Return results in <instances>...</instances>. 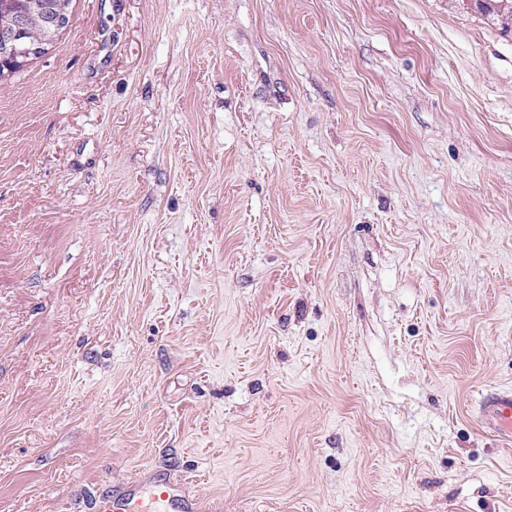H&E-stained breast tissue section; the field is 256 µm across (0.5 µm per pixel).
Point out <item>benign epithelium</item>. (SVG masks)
<instances>
[{
	"label": "benign epithelium",
	"instance_id": "1",
	"mask_svg": "<svg viewBox=\"0 0 512 512\" xmlns=\"http://www.w3.org/2000/svg\"><path fill=\"white\" fill-rule=\"evenodd\" d=\"M501 27L512 31V0H472ZM64 2L48 9L41 0H26L21 12L0 13V85L31 57L43 53L65 27Z\"/></svg>",
	"mask_w": 512,
	"mask_h": 512
}]
</instances>
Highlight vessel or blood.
Wrapping results in <instances>:
<instances>
[{
    "instance_id": "b4317fda",
    "label": "vessel or blood",
    "mask_w": 512,
    "mask_h": 512,
    "mask_svg": "<svg viewBox=\"0 0 512 512\" xmlns=\"http://www.w3.org/2000/svg\"><path fill=\"white\" fill-rule=\"evenodd\" d=\"M479 412L498 436L512 439L511 388L484 395ZM176 507L181 512H209L210 504L197 496L175 499L169 484L157 483L112 494L96 504L95 512H172Z\"/></svg>"
}]
</instances>
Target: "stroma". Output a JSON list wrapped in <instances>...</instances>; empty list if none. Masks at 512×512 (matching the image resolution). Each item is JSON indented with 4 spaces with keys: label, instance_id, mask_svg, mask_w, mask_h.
I'll return each instance as SVG.
<instances>
[{
    "label": "stroma",
    "instance_id": "stroma-1",
    "mask_svg": "<svg viewBox=\"0 0 512 512\" xmlns=\"http://www.w3.org/2000/svg\"><path fill=\"white\" fill-rule=\"evenodd\" d=\"M512 34L471 0H71L0 86V512H512ZM479 412L492 430L506 441L512 438V389H501L484 395L479 401ZM179 512H207L212 506L200 496L184 497L180 503L172 494L168 483L129 489L114 493L100 500L94 507L96 512H172L174 507Z\"/></svg>",
    "mask_w": 512,
    "mask_h": 512
}]
</instances>
